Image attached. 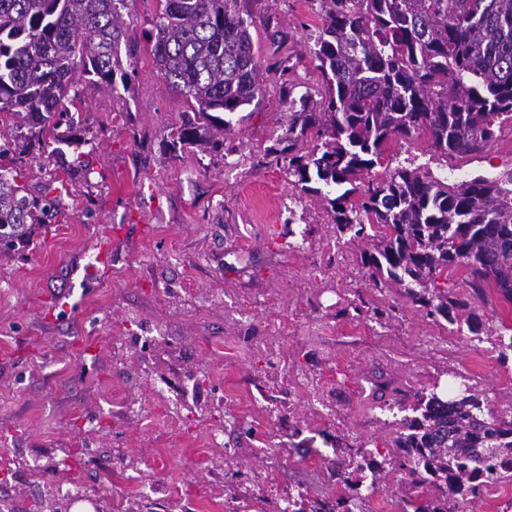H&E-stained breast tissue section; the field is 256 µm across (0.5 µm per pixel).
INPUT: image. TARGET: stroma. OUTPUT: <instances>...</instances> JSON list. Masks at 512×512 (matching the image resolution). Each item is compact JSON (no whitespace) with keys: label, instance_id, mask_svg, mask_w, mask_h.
Here are the masks:
<instances>
[{"label":"stroma","instance_id":"obj_1","mask_svg":"<svg viewBox=\"0 0 512 512\" xmlns=\"http://www.w3.org/2000/svg\"><path fill=\"white\" fill-rule=\"evenodd\" d=\"M263 90L215 153H175L187 100L151 53L158 0H125L135 46L127 87L81 84L60 151L0 122L23 196L53 200L44 223L0 251V488L12 512H53L27 481L102 483L104 512H315L345 491L358 448L388 453L417 392L468 385L512 416V359L493 336L512 305L488 289L490 335L450 331L398 291L365 285L369 239L332 221L335 189L297 195L275 153L288 103L274 68L302 91L322 80L305 51L312 0H248ZM394 163L448 169L449 182L512 170V131L441 164L425 137L392 142ZM112 268L85 270L101 241Z\"/></svg>","mask_w":512,"mask_h":512}]
</instances>
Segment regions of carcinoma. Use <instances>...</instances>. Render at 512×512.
<instances>
[{"label":"carcinoma","instance_id":"carcinoma-1","mask_svg":"<svg viewBox=\"0 0 512 512\" xmlns=\"http://www.w3.org/2000/svg\"><path fill=\"white\" fill-rule=\"evenodd\" d=\"M321 28L307 45L323 79L320 99L295 97L294 66L281 61L288 98V161L299 193L311 183L343 189L329 200L339 233L373 235L362 255L368 288H395L448 324L479 333V303L491 285L512 303V171L448 184L422 167L384 173L388 143L424 135L441 157L478 154L512 120V0H316ZM244 0H160L154 61L168 86L186 97L193 116L170 129L169 148L224 149L230 116L262 90L263 66ZM124 0H0V113L44 146L47 129L68 113L78 86L115 89L126 80ZM314 131L312 149L301 146ZM0 164V245L10 247L37 212L54 207L20 195ZM469 271L464 298L440 291L451 268ZM393 452L381 460L359 448L349 455L353 494L316 512H353L365 471H404L414 512H464L483 490L512 478V419L465 388L444 399L415 394Z\"/></svg>","mask_w":512,"mask_h":512}]
</instances>
